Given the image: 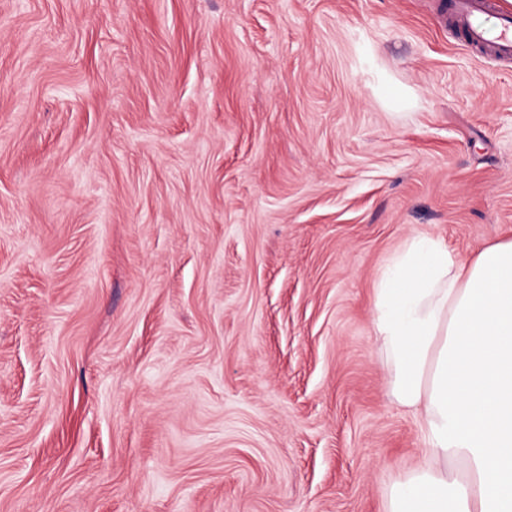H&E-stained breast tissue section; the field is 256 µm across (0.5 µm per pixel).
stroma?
I'll return each instance as SVG.
<instances>
[{
  "label": "stroma",
  "instance_id": "obj_1",
  "mask_svg": "<svg viewBox=\"0 0 512 512\" xmlns=\"http://www.w3.org/2000/svg\"><path fill=\"white\" fill-rule=\"evenodd\" d=\"M417 234L512 238V64L435 0H0V512H388Z\"/></svg>",
  "mask_w": 512,
  "mask_h": 512
}]
</instances>
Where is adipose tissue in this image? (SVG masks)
I'll use <instances>...</instances> for the list:
<instances>
[{
    "label": "adipose tissue",
    "instance_id": "1",
    "mask_svg": "<svg viewBox=\"0 0 512 512\" xmlns=\"http://www.w3.org/2000/svg\"><path fill=\"white\" fill-rule=\"evenodd\" d=\"M372 317L393 396L424 441L389 512H512V240L462 260L442 238L413 236L378 281Z\"/></svg>",
    "mask_w": 512,
    "mask_h": 512
}]
</instances>
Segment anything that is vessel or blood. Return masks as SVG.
Here are the masks:
<instances>
[{"label": "vessel or blood", "instance_id": "b4317fda", "mask_svg": "<svg viewBox=\"0 0 512 512\" xmlns=\"http://www.w3.org/2000/svg\"><path fill=\"white\" fill-rule=\"evenodd\" d=\"M478 13L495 18L494 30L472 24V16ZM447 21L461 34L465 45L481 56L512 61V14L497 10L495 0H451Z\"/></svg>", "mask_w": 512, "mask_h": 512}]
</instances>
